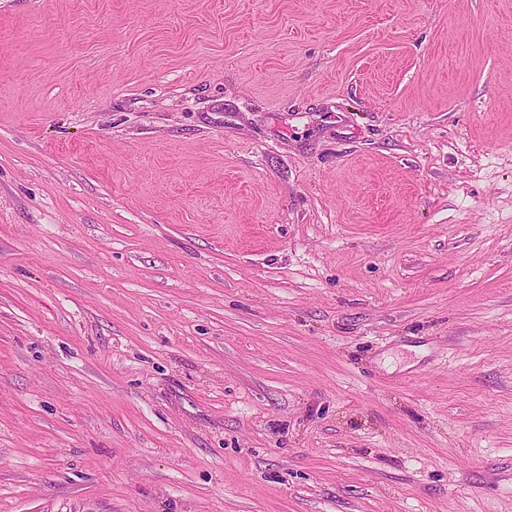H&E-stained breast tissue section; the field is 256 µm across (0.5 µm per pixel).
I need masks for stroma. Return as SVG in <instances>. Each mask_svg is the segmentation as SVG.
Wrapping results in <instances>:
<instances>
[{"mask_svg":"<svg viewBox=\"0 0 512 512\" xmlns=\"http://www.w3.org/2000/svg\"><path fill=\"white\" fill-rule=\"evenodd\" d=\"M0 512H512V0H0Z\"/></svg>","mask_w":512,"mask_h":512,"instance_id":"1","label":"stroma"}]
</instances>
